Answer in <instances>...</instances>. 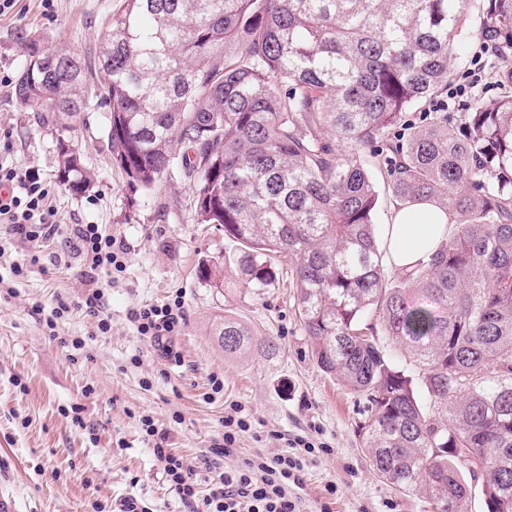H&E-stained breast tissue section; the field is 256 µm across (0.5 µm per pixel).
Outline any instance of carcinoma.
<instances>
[{
    "instance_id": "carcinoma-1",
    "label": "carcinoma",
    "mask_w": 512,
    "mask_h": 512,
    "mask_svg": "<svg viewBox=\"0 0 512 512\" xmlns=\"http://www.w3.org/2000/svg\"><path fill=\"white\" fill-rule=\"evenodd\" d=\"M494 48L498 94L458 112L440 98L468 16ZM108 75L50 48L14 94L65 141L112 109L108 144L126 179L194 178L197 221L241 245L244 288L288 259L312 359L362 404L373 474L432 512H512V0H120L95 53ZM430 201L455 231L428 261L387 275L379 192ZM61 181L89 176L74 147ZM227 354L276 345L229 316Z\"/></svg>"
}]
</instances>
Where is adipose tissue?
Segmentation results:
<instances>
[{"mask_svg":"<svg viewBox=\"0 0 512 512\" xmlns=\"http://www.w3.org/2000/svg\"><path fill=\"white\" fill-rule=\"evenodd\" d=\"M452 229L448 215L432 204L395 208L379 238L387 267L398 270L427 261Z\"/></svg>","mask_w":512,"mask_h":512,"instance_id":"adipose-tissue-1","label":"adipose tissue"}]
</instances>
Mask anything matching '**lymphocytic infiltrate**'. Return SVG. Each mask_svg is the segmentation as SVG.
I'll return each instance as SVG.
<instances>
[{"mask_svg": "<svg viewBox=\"0 0 512 512\" xmlns=\"http://www.w3.org/2000/svg\"><path fill=\"white\" fill-rule=\"evenodd\" d=\"M0 223L11 225L21 240L54 238L60 229L52 205V185L29 172H22L0 154ZM72 247L90 274H112L124 269L125 250L117 239L99 224H76L71 229ZM129 320L139 335L158 346H165L185 322L181 298L161 305L135 306ZM143 429L153 437V455L158 472L171 493L191 512H298L294 487L302 482L306 454L316 445L303 436L291 440V452L260 454L234 468H213L207 477V494H200L197 476L180 457L165 448V435L159 434L151 418H144Z\"/></svg>", "mask_w": 512, "mask_h": 512, "instance_id": "f902f5d3", "label": "lymphocytic infiltrate"}]
</instances>
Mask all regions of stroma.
I'll use <instances>...</instances> for the list:
<instances>
[{"label": "stroma", "mask_w": 512, "mask_h": 512, "mask_svg": "<svg viewBox=\"0 0 512 512\" xmlns=\"http://www.w3.org/2000/svg\"><path fill=\"white\" fill-rule=\"evenodd\" d=\"M119 0H19L0 16V131L12 159L53 183L60 225L53 243L21 242L0 224V499L12 512H118L136 498L150 512H189L163 483L142 416H150L173 453L206 477L224 415L244 406L251 428L223 466L259 453L284 451L297 435L326 444L309 455L298 492L300 512H428L423 498L400 496L379 482L360 448L356 399L312 360L296 313V283L288 263L276 264L264 288H240L233 262L238 243L201 224L193 182L173 171L152 189L130 185L112 163L106 109L86 113L72 139L81 147L90 186L76 194L58 177V141L51 124L13 96L26 58L20 36L39 32L47 47L94 54ZM469 20L444 101L449 111L474 94L493 100L496 61ZM74 224H101L125 247V268L99 276L111 329L76 309L88 280L68 237ZM224 262V289L200 275L206 261ZM22 265L23 275L12 272ZM182 297L185 324L171 352L156 349L127 317L136 305ZM74 307L46 321L59 299ZM244 323L255 337L274 338L276 356L225 355L213 334L217 315ZM81 339L78 359L61 340ZM220 390H213L212 379ZM279 432L272 440L270 432ZM335 484L328 494L327 484Z\"/></svg>", "instance_id": "stroma-1"}]
</instances>
